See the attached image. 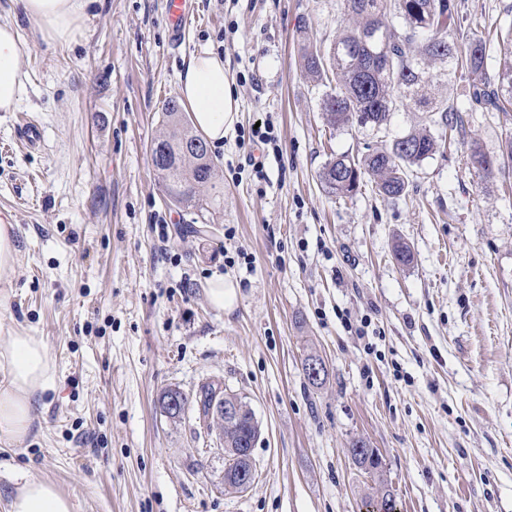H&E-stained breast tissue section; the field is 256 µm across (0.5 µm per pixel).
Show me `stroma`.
I'll use <instances>...</instances> for the list:
<instances>
[{
    "label": "stroma",
    "instance_id": "35a3bbf8",
    "mask_svg": "<svg viewBox=\"0 0 512 512\" xmlns=\"http://www.w3.org/2000/svg\"><path fill=\"white\" fill-rule=\"evenodd\" d=\"M193 2L179 46L166 0H93L59 48L0 0L27 76L0 112V218L18 248L0 343L37 336L60 382L28 440L0 445V505L33 477L75 512H360L385 486L398 512H512V110H472L468 81L438 76L430 91L458 126H432L440 148L407 170L405 193L367 179L336 197L320 183L331 158L380 149L425 113L401 106L381 130L326 123L301 48L335 40L342 0ZM458 3V32L486 43L495 74L512 0ZM206 49L224 56L238 119L212 153L224 201L200 216L167 199L150 145L185 60ZM26 118L43 127L33 150L18 141ZM261 121L279 145L264 181L238 145ZM474 146L490 173L469 164ZM398 241L413 263L395 260ZM216 272L239 285L232 312L209 302ZM310 354L327 367L319 388ZM207 382L259 423L245 490L224 485L218 429L160 406ZM357 438L381 474L354 463Z\"/></svg>",
    "mask_w": 512,
    "mask_h": 512
}]
</instances>
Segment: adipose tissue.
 I'll list each match as a JSON object with an SVG mask.
<instances>
[{
	"mask_svg": "<svg viewBox=\"0 0 512 512\" xmlns=\"http://www.w3.org/2000/svg\"><path fill=\"white\" fill-rule=\"evenodd\" d=\"M54 44L68 45L90 0H14ZM22 46L16 28L0 24V112L13 111L25 90L20 68ZM179 94L191 110L196 130L212 146L224 144L237 120L236 103L224 74V59L214 51L190 55L179 75ZM59 387L56 364L47 345L18 330L0 346V444L19 445L30 436L37 404ZM74 505L46 479L27 478L11 492L6 512H73Z\"/></svg>",
	"mask_w": 512,
	"mask_h": 512,
	"instance_id": "adipose-tissue-1",
	"label": "adipose tissue"
}]
</instances>
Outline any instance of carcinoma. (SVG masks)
Instances as JSON below:
<instances>
[{
	"instance_id": "cac0c4a2",
	"label": "carcinoma",
	"mask_w": 512,
	"mask_h": 512,
	"mask_svg": "<svg viewBox=\"0 0 512 512\" xmlns=\"http://www.w3.org/2000/svg\"><path fill=\"white\" fill-rule=\"evenodd\" d=\"M352 24L343 29L328 47H304V70L313 81L329 88L321 98V112L333 127L355 124L381 128L387 125L397 103L409 101L414 111L434 114L431 122L453 127V111L448 103L428 92L429 70L448 68V78L478 77L472 82L471 100L481 109L505 112L512 106V25L502 36L503 67L492 76L485 72L486 45L478 39L459 42L451 36L458 14L456 0H343ZM165 131L156 138L151 153L166 162L156 168L164 194L177 204L207 212L217 204L213 165L205 141L185 120L176 98L164 104ZM438 151V142L427 127L416 128L389 145L355 157L340 155L329 161L320 174L323 189L350 197L360 188L364 175L373 177L378 193L386 197L402 195L407 188L406 169L418 165ZM470 164L488 173L494 161L479 149H472ZM220 386L207 383L194 398L177 389L161 396L163 411L175 418L168 399L176 396L183 409L196 407L199 417L214 419L211 405ZM252 410L242 422H224V447L238 448L248 436L259 431L251 423ZM349 453L361 469L381 471L379 453L362 440L350 443ZM374 512H396L394 494L385 489L368 500Z\"/></svg>"
}]
</instances>
